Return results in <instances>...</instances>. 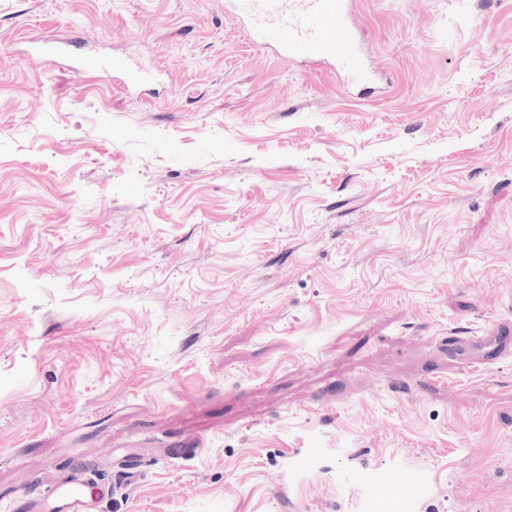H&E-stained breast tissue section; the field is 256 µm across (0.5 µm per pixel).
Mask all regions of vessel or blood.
Wrapping results in <instances>:
<instances>
[{"instance_id": "1", "label": "vessel or blood", "mask_w": 512, "mask_h": 512, "mask_svg": "<svg viewBox=\"0 0 512 512\" xmlns=\"http://www.w3.org/2000/svg\"><path fill=\"white\" fill-rule=\"evenodd\" d=\"M224 11L237 18L250 38L271 42L279 55L289 60L335 70L351 92L360 98L374 97L380 76L361 46L351 0H224ZM37 53L68 58L77 72L122 75L128 90L149 86L152 76L137 63L122 56H99L90 49L96 40L84 38V53H72L58 34L32 37ZM463 348H482L496 357L512 350V327L497 324L463 337ZM99 496L87 480L72 475L49 494L46 512H98Z\"/></svg>"}]
</instances>
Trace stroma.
I'll return each mask as SVG.
<instances>
[{"instance_id": "obj_1", "label": "stroma", "mask_w": 512, "mask_h": 512, "mask_svg": "<svg viewBox=\"0 0 512 512\" xmlns=\"http://www.w3.org/2000/svg\"><path fill=\"white\" fill-rule=\"evenodd\" d=\"M223 2L0 0V497L512 512V0H354L382 101ZM37 53L48 56L65 57L72 63L75 72H96L100 74L122 75L121 84L126 90H139L152 83V76L137 63L123 57L113 55L99 56L94 54H75L70 46L57 33H38V36L28 39ZM512 329L508 325L499 323L491 329L472 331L471 336H464L462 347L458 350L464 351L470 348H483L491 359L510 351L512 347ZM46 499L47 512H98L99 496L88 489L81 475H71L57 484Z\"/></svg>"}]
</instances>
